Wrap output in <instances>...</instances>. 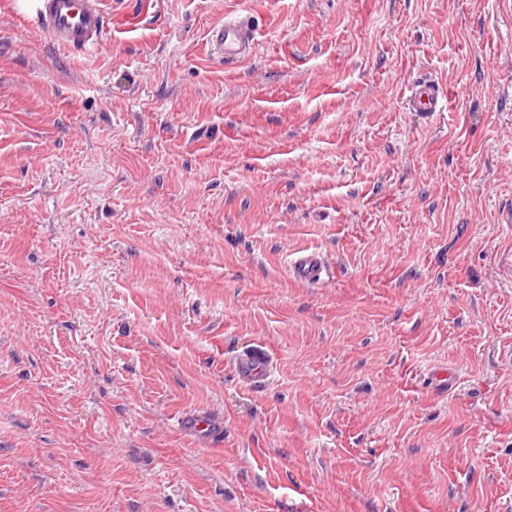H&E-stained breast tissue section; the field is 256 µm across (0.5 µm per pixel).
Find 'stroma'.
I'll use <instances>...</instances> for the list:
<instances>
[{"instance_id": "1", "label": "stroma", "mask_w": 512, "mask_h": 512, "mask_svg": "<svg viewBox=\"0 0 512 512\" xmlns=\"http://www.w3.org/2000/svg\"><path fill=\"white\" fill-rule=\"evenodd\" d=\"M105 10L74 57L0 0V512H512V0ZM210 45L213 54L224 58V62L238 64L255 55L258 42L252 23L238 18H225L224 23L211 29ZM448 103L446 86L431 76L416 78L410 87L408 105L413 112H443ZM293 280L303 284H322L336 274V266L326 255L315 249L296 251L288 262ZM270 360L263 345H249L237 356L235 368L239 378L250 387H258L264 383ZM179 431L212 443L224 437V426L204 413H183L176 420Z\"/></svg>"}]
</instances>
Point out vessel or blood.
<instances>
[{
    "mask_svg": "<svg viewBox=\"0 0 512 512\" xmlns=\"http://www.w3.org/2000/svg\"><path fill=\"white\" fill-rule=\"evenodd\" d=\"M104 0H34V12L40 28L51 35L64 49L87 53L101 46L106 32ZM213 54L228 63L251 59L257 49L252 23L238 18L225 19L210 31ZM448 103V91L439 80L423 76L410 87L408 105L412 111L432 114L443 111ZM293 280L303 284H322L333 279L336 266L326 255L315 249L296 251L288 262ZM270 360L263 345H249L237 356L235 368L248 386L264 383ZM182 433L214 442L224 435L222 423L203 413H184L176 420Z\"/></svg>",
    "mask_w": 512,
    "mask_h": 512,
    "instance_id": "1",
    "label": "vessel or blood"
}]
</instances>
